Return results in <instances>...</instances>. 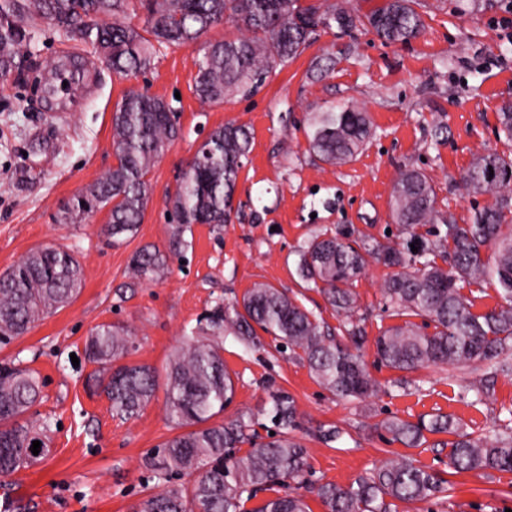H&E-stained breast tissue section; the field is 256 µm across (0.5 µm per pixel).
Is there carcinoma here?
Segmentation results:
<instances>
[{"label": "carcinoma", "mask_w": 512, "mask_h": 512, "mask_svg": "<svg viewBox=\"0 0 512 512\" xmlns=\"http://www.w3.org/2000/svg\"><path fill=\"white\" fill-rule=\"evenodd\" d=\"M144 27L124 21L137 8ZM237 25L235 40L205 42L197 61L195 93L204 104H221L232 95L254 93L277 67L301 55L320 30L348 32L367 25L387 44H403L420 35L423 21L413 0H385L365 17L330 0L302 5L299 0H3L0 3V72L16 66L31 28L47 24L71 40L92 46L112 73L128 78L144 72L159 47L177 48L199 41L213 26ZM373 133L368 113L338 104L312 113L308 151L331 166H342L363 150ZM177 136L174 109L146 91L130 90L112 113V147L116 163L59 212L62 224H80L108 209L106 232L113 240L136 234L149 200L148 174L164 148ZM251 134L233 122L213 130L204 149L169 196L172 243H182L191 224L228 222L241 158ZM495 173H490V170ZM464 182L492 202L474 212L470 223L438 220L437 193L428 177L402 171L393 187L392 211L398 238L394 245L359 241L350 233L316 234L300 245L298 269L344 317L345 336L337 339L312 312L286 292L257 284L243 297V311L216 305L207 321L214 332L231 333L244 343L257 340L256 329L301 351L310 371L327 389L344 399H363L377 391L361 350L365 331L355 318L353 283L372 261L394 269L382 294L397 314L411 313L434 326L429 334L414 323L388 328L374 340L378 361L392 369L415 371L427 365L471 366L497 361L509 369L512 343V159L495 152L475 156ZM427 228L430 238L418 233ZM418 247L412 251L411 246ZM442 259L446 266L438 264ZM140 280H155L167 270L158 250L142 249L130 261ZM495 283L506 304L482 314L471 311L464 286ZM82 285V269L64 249L33 250L0 274V344L28 333L38 321L69 304ZM98 365L87 385L103 394L112 412L123 418L139 413L155 396L157 372L146 364L120 363L130 352L126 331L96 326L84 347ZM38 374L15 358L0 364V476H9L37 459L32 442L46 443L51 423L32 420L30 409L42 399ZM235 383L220 349L190 337L173 355L165 375L166 412L187 431L160 445L145 467L162 480L141 512H241L260 491H271L307 471L305 446L294 435L298 409L294 399L276 392L269 415L277 431L263 438L248 433L250 422L237 417L209 421L231 401ZM379 429L389 441L416 448L426 434H450L448 457L457 473L512 471V434L487 438L462 430L446 414L415 422L387 419ZM247 443L243 455L227 449ZM193 477L191 487L171 483ZM445 481L408 458L389 459L375 471L346 486L326 482L315 494L327 512H393V501H425L444 491ZM252 512H310L294 493L264 500Z\"/></svg>", "instance_id": "cac0c4a2"}]
</instances>
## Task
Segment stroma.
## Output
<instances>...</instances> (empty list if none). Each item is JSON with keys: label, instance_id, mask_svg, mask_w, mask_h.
I'll return each instance as SVG.
<instances>
[{"label": "stroma", "instance_id": "stroma-1", "mask_svg": "<svg viewBox=\"0 0 512 512\" xmlns=\"http://www.w3.org/2000/svg\"><path fill=\"white\" fill-rule=\"evenodd\" d=\"M424 30L406 44L383 43L360 26L320 31L293 62L276 68L259 90L220 105L201 104L194 92L200 46L157 51L150 69L115 77L90 45L48 25L35 29L16 68L0 76V273L42 247L70 250L83 282L64 308L0 347V360L20 358L44 383L35 407L53 425L48 452L37 464L0 478V512H139L157 481L144 456L178 434L157 391L138 415H113L103 395L86 382L95 366L84 344L97 325L128 331L129 362L165 371L186 336H210L206 317L216 304L242 301L255 284L286 291L332 334L343 316L297 270V249L312 235L352 232L372 243H390L393 185L401 170L416 168L433 182L441 216L469 223L488 203L463 177L475 155L495 151L512 158V141L499 138L498 115L512 104V0H416ZM332 57V68L309 75L313 60ZM75 63L80 76L69 90L49 92L47 63ZM171 102L179 136L148 179L150 199L137 233L112 243L103 233L106 211L82 224H58L57 211L115 162L112 110L129 88ZM350 102L368 112L374 134L349 163L328 165L308 151L310 113ZM228 122L246 126L250 151L238 173L227 224H193L180 248L171 245L168 197L210 133ZM145 247L168 257L169 272L155 282L136 281L132 255ZM387 267L370 264L353 284L357 316L370 343L365 360L378 390L364 400L337 399L299 356L259 333L253 345L220 336L235 393L224 419L252 418L259 435L273 431L265 413L271 392L292 395L298 431L308 454V484L349 485L380 460L407 456L448 480L451 491L423 502H395V512H512V472L454 473L444 435L421 446L388 442L376 425L395 417L417 421L449 414L473 435L494 436L512 423V374L492 364L493 382L477 401L466 367L428 366L413 372L377 362L372 338L404 323L385 309L381 286ZM79 364H72V357ZM343 432L327 445L317 431Z\"/></svg>", "mask_w": 512, "mask_h": 512}]
</instances>
